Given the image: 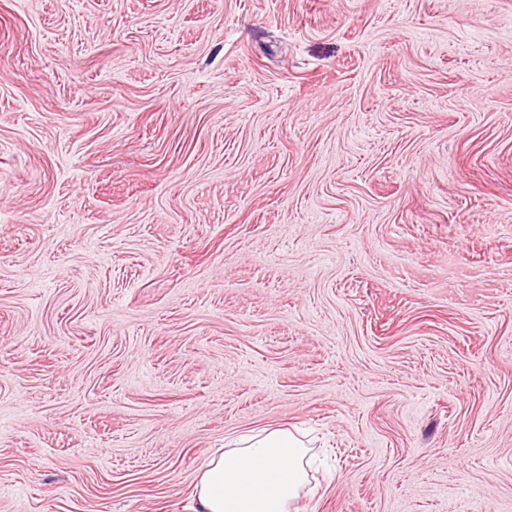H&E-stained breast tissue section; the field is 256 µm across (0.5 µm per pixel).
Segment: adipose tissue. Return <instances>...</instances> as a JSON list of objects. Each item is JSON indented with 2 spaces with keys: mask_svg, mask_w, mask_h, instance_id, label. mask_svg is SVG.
<instances>
[{
  "mask_svg": "<svg viewBox=\"0 0 512 512\" xmlns=\"http://www.w3.org/2000/svg\"><path fill=\"white\" fill-rule=\"evenodd\" d=\"M307 453L283 428L234 438L199 477L198 512H289L307 482Z\"/></svg>",
  "mask_w": 512,
  "mask_h": 512,
  "instance_id": "adipose-tissue-1",
  "label": "adipose tissue"
}]
</instances>
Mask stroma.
Masks as SVG:
<instances>
[{
  "label": "stroma",
  "mask_w": 512,
  "mask_h": 512,
  "mask_svg": "<svg viewBox=\"0 0 512 512\" xmlns=\"http://www.w3.org/2000/svg\"><path fill=\"white\" fill-rule=\"evenodd\" d=\"M512 512V0H0V512ZM215 455L196 485L198 512H288L307 483L308 448L290 430L241 435Z\"/></svg>",
  "instance_id": "1"
}]
</instances>
